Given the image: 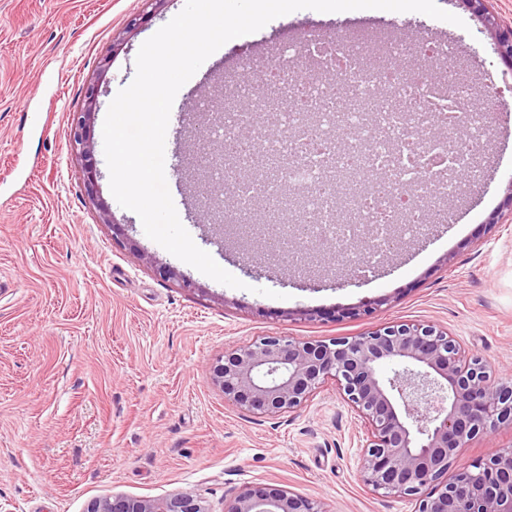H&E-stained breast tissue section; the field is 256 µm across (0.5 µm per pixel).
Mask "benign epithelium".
Listing matches in <instances>:
<instances>
[{"instance_id":"7a95c632","label":"benign epithelium","mask_w":512,"mask_h":512,"mask_svg":"<svg viewBox=\"0 0 512 512\" xmlns=\"http://www.w3.org/2000/svg\"><path fill=\"white\" fill-rule=\"evenodd\" d=\"M487 0H463L485 17L501 60L512 66V26L489 14ZM96 90L74 114L70 140L84 157ZM400 369L386 377L383 362ZM224 399L260 417L305 405L331 382L366 428L360 477L375 494L416 501L415 512H512V445L461 467L457 459L475 438L512 426V378L494 380L488 366L466 354L448 331L431 323L397 322L359 336L329 341L270 334L227 349L210 368ZM86 512H205L187 492L161 500L114 494ZM225 512H327L321 501L283 485L246 488Z\"/></svg>"}]
</instances>
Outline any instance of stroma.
<instances>
[{
    "mask_svg": "<svg viewBox=\"0 0 512 512\" xmlns=\"http://www.w3.org/2000/svg\"><path fill=\"white\" fill-rule=\"evenodd\" d=\"M437 3L461 25L417 12L295 11L225 45L179 90L169 191L195 244L242 281L237 289L149 239L107 178L108 107L132 82L140 46L185 0H0V512H85L96 497L175 492L224 512L246 487L272 482L326 512H414V502L363 485L364 425L333 384L294 412L260 417L225 401L210 368L268 334L326 341L429 322L496 377H512V68L462 0ZM311 31L398 36L411 49L438 36L456 47V72L508 104L477 146L479 172H460L450 221L346 284L325 257L303 268L285 254L275 261L232 224L213 223L224 187L206 191L195 176L209 150L199 130L234 102L241 58L274 55L286 35ZM91 83L99 96L87 162L69 130ZM88 163L101 173L93 201ZM161 263L176 278H159ZM181 274L195 289L180 287ZM331 308L346 317L319 318Z\"/></svg>",
    "mask_w": 512,
    "mask_h": 512,
    "instance_id": "obj_1",
    "label": "stroma"
}]
</instances>
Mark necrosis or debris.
<instances>
[{
  "label": "necrosis or debris",
  "instance_id": "obj_1",
  "mask_svg": "<svg viewBox=\"0 0 512 512\" xmlns=\"http://www.w3.org/2000/svg\"><path fill=\"white\" fill-rule=\"evenodd\" d=\"M359 53V45L315 36L288 46L266 68L286 94L261 101L251 115V127L259 135L258 148L279 163L282 181L309 186L298 221L310 242L333 241L344 247L360 225H368L375 250L358 255L344 247L342 252L344 265L363 269L382 258L393 224L414 237L424 225L446 221L432 186L437 183L443 193L454 192L453 174L468 165L470 153L466 146H451L440 133L464 126L483 134L493 115L473 105L477 99L491 100V93L437 79L440 66L450 59L438 44L428 45L421 56L423 69L411 73L385 63L364 69ZM302 69L335 72L340 83L349 85L357 112L339 115L323 108L319 84L298 81ZM379 95L389 107L376 122H366L361 107ZM363 167L387 169V184L366 190L355 201L333 190L331 172L351 173Z\"/></svg>",
  "mask_w": 512,
  "mask_h": 512
}]
</instances>
